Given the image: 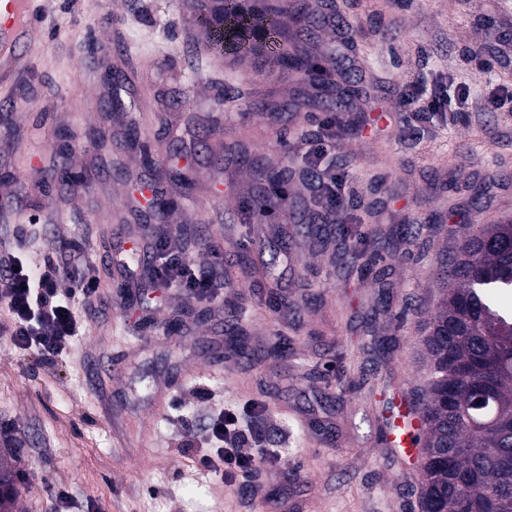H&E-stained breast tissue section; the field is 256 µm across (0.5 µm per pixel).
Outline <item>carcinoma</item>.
<instances>
[{
	"instance_id": "obj_1",
	"label": "carcinoma",
	"mask_w": 512,
	"mask_h": 512,
	"mask_svg": "<svg viewBox=\"0 0 512 512\" xmlns=\"http://www.w3.org/2000/svg\"><path fill=\"white\" fill-rule=\"evenodd\" d=\"M193 18L224 53L259 54L287 38L285 10L271 0H190ZM323 84L326 73L304 53L274 60ZM296 169L266 168L269 189L253 199L261 223L287 206L282 185ZM350 259L372 272L379 249L348 244ZM447 291L426 322L430 379L420 434L425 498L432 512H512V309L495 300L512 294V224H490L461 243L444 271ZM19 492L0 462V512H13Z\"/></svg>"
}]
</instances>
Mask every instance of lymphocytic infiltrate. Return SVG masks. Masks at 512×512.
Masks as SVG:
<instances>
[{
  "label": "lymphocytic infiltrate",
  "mask_w": 512,
  "mask_h": 512,
  "mask_svg": "<svg viewBox=\"0 0 512 512\" xmlns=\"http://www.w3.org/2000/svg\"><path fill=\"white\" fill-rule=\"evenodd\" d=\"M483 112H512V86L501 83L499 92L481 103H473L468 83L449 74L447 81L434 84L427 109L431 112H467L472 107ZM336 139V123L328 121L324 132L309 151V164L321 185V211L328 221L346 211V200L339 191L341 174L327 159ZM149 285L178 289L191 300L221 305L224 288V253L209 248L206 259H187V240L182 233L168 231L154 236L151 243ZM88 266L85 251L74 243L61 256H44L42 263L31 265L24 253L10 248L0 250V310L7 315L0 332L19 350L52 361L65 354L78 336L81 323L70 302V293L61 289L69 274ZM264 418L248 419L233 410H213L204 426L215 455L200 458L199 464L214 474L217 483L247 486L251 476L268 461L265 449L252 445L254 435L262 433Z\"/></svg>",
  "instance_id": "lymphocytic-infiltrate-1"
}]
</instances>
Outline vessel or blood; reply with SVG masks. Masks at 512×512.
Listing matches in <instances>:
<instances>
[{"label":"vessel or blood","instance_id":"obj_1","mask_svg":"<svg viewBox=\"0 0 512 512\" xmlns=\"http://www.w3.org/2000/svg\"><path fill=\"white\" fill-rule=\"evenodd\" d=\"M37 0H0V77H10L25 67L22 49L36 37ZM422 414L412 407L400 408L391 421L387 444L410 462L419 460L416 435L421 430Z\"/></svg>","mask_w":512,"mask_h":512}]
</instances>
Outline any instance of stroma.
I'll return each instance as SVG.
<instances>
[{"label":"stroma","instance_id":"obj_1","mask_svg":"<svg viewBox=\"0 0 512 512\" xmlns=\"http://www.w3.org/2000/svg\"><path fill=\"white\" fill-rule=\"evenodd\" d=\"M48 2L29 69L0 85V235L35 222L52 248L82 243L99 293L64 282L84 329L53 364L0 338V422L25 441L8 451L19 512H421V475L386 446L390 399L423 402L442 263L473 223L512 221V112L422 114L402 98L452 70L477 98L512 77V0H288L314 21L289 25L287 47L331 69L332 93L225 58L182 0ZM475 55L491 73L468 69ZM330 113L351 126L334 154L344 229L383 245L373 275L305 231L301 179L270 219L251 216L257 170L304 168ZM174 158L193 189L167 176ZM138 180L170 225L223 244V311L159 304L113 263L155 223L110 203ZM235 324L254 357L228 354ZM252 403L276 454L243 496L197 467L212 448L186 447L184 426Z\"/></svg>","mask_w":512,"mask_h":512}]
</instances>
